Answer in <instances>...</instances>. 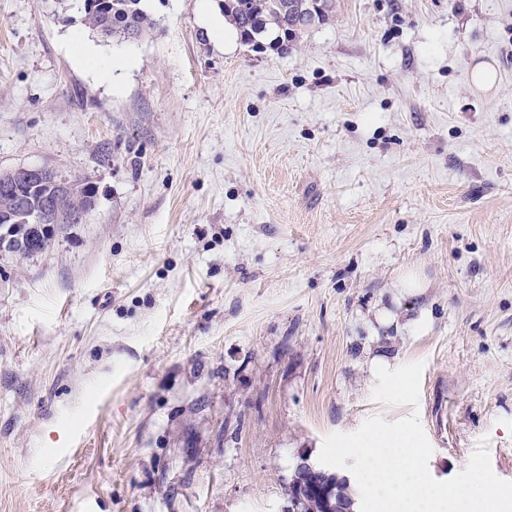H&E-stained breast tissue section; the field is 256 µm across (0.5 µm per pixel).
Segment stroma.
<instances>
[{
  "mask_svg": "<svg viewBox=\"0 0 512 512\" xmlns=\"http://www.w3.org/2000/svg\"><path fill=\"white\" fill-rule=\"evenodd\" d=\"M144 7L117 42L0 0V172L96 193L0 251V512H285L374 415L512 481V0H336L285 54Z\"/></svg>",
  "mask_w": 512,
  "mask_h": 512,
  "instance_id": "35a3bbf8",
  "label": "stroma"
}]
</instances>
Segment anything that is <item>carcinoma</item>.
Returning <instances> with one entry per match:
<instances>
[{
    "instance_id": "obj_1",
    "label": "carcinoma",
    "mask_w": 512,
    "mask_h": 512,
    "mask_svg": "<svg viewBox=\"0 0 512 512\" xmlns=\"http://www.w3.org/2000/svg\"><path fill=\"white\" fill-rule=\"evenodd\" d=\"M143 0H83L81 23L105 39L131 41L154 26L153 18L141 7ZM224 17L237 29L241 39L254 46L266 32H278L271 47L288 52L304 31L330 22L336 15V0H224ZM70 190L58 194L54 181L0 184V225L13 224L21 230L29 223L30 201L45 202L59 220L69 223L71 216L95 203L92 185L69 180ZM345 497L344 487L335 484L328 495H318L298 505L296 512H327V499Z\"/></svg>"
}]
</instances>
